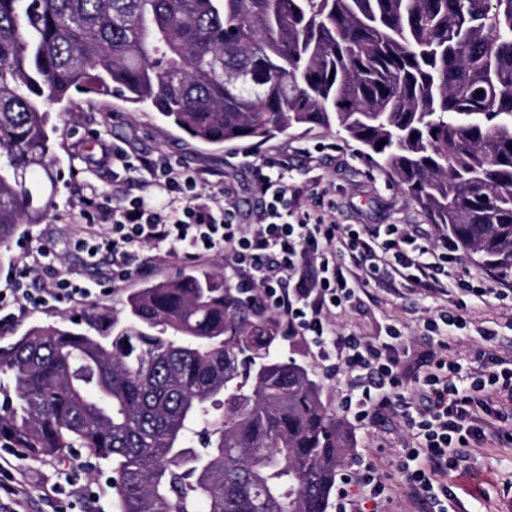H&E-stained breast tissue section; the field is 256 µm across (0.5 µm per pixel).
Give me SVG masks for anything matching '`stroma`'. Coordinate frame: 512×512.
Instances as JSON below:
<instances>
[{
    "instance_id": "35a3bbf8",
    "label": "stroma",
    "mask_w": 512,
    "mask_h": 512,
    "mask_svg": "<svg viewBox=\"0 0 512 512\" xmlns=\"http://www.w3.org/2000/svg\"><path fill=\"white\" fill-rule=\"evenodd\" d=\"M51 124L57 128L53 136L58 163L54 168L58 178L54 186L55 206L39 223L30 225L26 235L13 238L4 253L8 260L0 264V289L9 287L25 256L39 243L50 242L59 257V267L76 271L80 278L101 283L103 293L83 305L59 303L50 308H33L12 326L0 329V346L13 342L28 329L74 318L108 327L112 318L120 315L127 294L144 279L162 280L198 263L214 267L224 274L227 283L236 278L221 255H205L191 259L182 254L169 255L145 247L142 257L149 267L147 275H132L121 284H113L112 256L102 252L97 265H87L73 243L83 234L78 200L85 181H93L106 191L111 202H118L119 189L112 174L111 161L95 167L86 166L85 154L97 152V140L113 143L130 154L155 158L169 156L197 169L203 187L227 183L236 189V205L241 223H251L257 204V194L242 163V154L254 151L266 158L285 163L290 183L304 188L309 198L325 195L336 202V220L341 224H404L412 231L431 240L441 233L428 217L410 204L393 176L369 164L359 153V146L345 141L335 128L313 125L275 134L255 144L249 141L229 143L215 148L191 139L184 133L160 121L156 113L135 109L116 97L75 96L66 112H52ZM374 299L361 310L337 314L336 327L345 332L355 330L369 336L383 335L387 325L402 329L412 340H420L421 327L442 303L440 295L405 287L377 288ZM465 316L469 329L456 332L447 339L448 354L462 366H469L475 351L484 343L475 333L476 326L501 323L502 329L495 348L512 352V330L504 323L512 318V297L483 305L468 302ZM277 350L285 357L296 358L322 385V399L332 412H340L343 396L349 392L348 377H329L316 357V350L304 336H281ZM345 426L356 441V453L346 463L345 472H354L357 463L374 464L389 486L387 500L379 512H404L409 489L404 467L408 462L405 444L408 432L403 418L386 415L375 426L366 428L352 419ZM19 468L30 487L27 512H55L54 499L42 496L40 488L68 473L72 483L97 492L94 512H114L110 473L98 466L95 459L79 464L72 455L55 459L20 460ZM448 485L450 512H512V444L486 445L473 451L471 458L449 469L443 477Z\"/></svg>"
}]
</instances>
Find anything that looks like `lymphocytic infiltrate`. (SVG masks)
I'll return each instance as SVG.
<instances>
[{
  "label": "lymphocytic infiltrate",
  "instance_id": "lymphocytic-infiltrate-1",
  "mask_svg": "<svg viewBox=\"0 0 512 512\" xmlns=\"http://www.w3.org/2000/svg\"><path fill=\"white\" fill-rule=\"evenodd\" d=\"M112 165L124 172L119 206L102 209L91 184L81 198L85 236L77 246L87 261L95 262L100 251L111 252L112 279L122 282L138 271L147 245L189 256L226 252L244 275L246 293L284 318L286 335L309 337L331 375L352 378L345 412L366 425L401 410L410 431L409 458L416 463L407 470L406 482L423 512H448V489L437 475L464 445L504 438L501 424L512 417V356L483 352L476 366L465 370L449 358L442 338L466 329L463 297L501 300L505 289L460 277L463 258L451 243H427L398 224L337 223L332 207L304 202L289 188L281 164L270 159L251 165L259 200L248 226L237 222L230 201L202 197L197 171L164 157L135 161L118 146L112 149ZM104 224L112 233L102 239L98 229ZM57 261L50 244L36 247L33 265L0 289V324L31 308L82 305L99 296L98 283L67 273L51 287L25 288L37 268L55 267ZM384 275L448 299L424 325L425 369L408 372L410 348L397 327L377 338L336 330L337 311L350 307L359 292ZM409 388L414 391L410 398L405 395ZM16 471L12 458L0 454V512H26L29 489ZM387 496L386 484L367 464L355 482L338 489L336 512H368Z\"/></svg>",
  "mask_w": 512,
  "mask_h": 512
}]
</instances>
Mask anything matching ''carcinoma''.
<instances>
[{"label": "carcinoma", "mask_w": 512, "mask_h": 512, "mask_svg": "<svg viewBox=\"0 0 512 512\" xmlns=\"http://www.w3.org/2000/svg\"><path fill=\"white\" fill-rule=\"evenodd\" d=\"M75 94L211 145L334 124L512 275V0H0V246L42 217L48 108ZM274 328L206 267L108 331L34 327L0 348V446L112 464L118 512H326L353 439Z\"/></svg>", "instance_id": "cac0c4a2"}]
</instances>
